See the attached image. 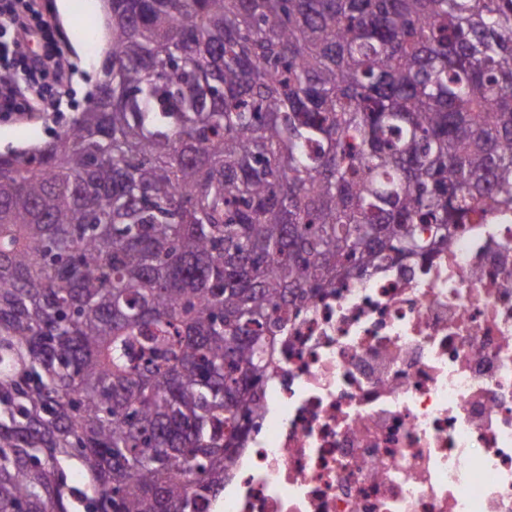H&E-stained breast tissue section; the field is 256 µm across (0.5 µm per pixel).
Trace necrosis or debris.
Instances as JSON below:
<instances>
[{"instance_id": "4bbe7bcc", "label": "necrosis or debris", "mask_w": 512, "mask_h": 512, "mask_svg": "<svg viewBox=\"0 0 512 512\" xmlns=\"http://www.w3.org/2000/svg\"><path fill=\"white\" fill-rule=\"evenodd\" d=\"M221 512H512V210L289 312Z\"/></svg>"}]
</instances>
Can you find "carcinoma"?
I'll return each mask as SVG.
<instances>
[{
	"instance_id": "cac0c4a2",
	"label": "carcinoma",
	"mask_w": 512,
	"mask_h": 512,
	"mask_svg": "<svg viewBox=\"0 0 512 512\" xmlns=\"http://www.w3.org/2000/svg\"><path fill=\"white\" fill-rule=\"evenodd\" d=\"M103 2L0 154V512H206L280 309L512 208V0Z\"/></svg>"
}]
</instances>
